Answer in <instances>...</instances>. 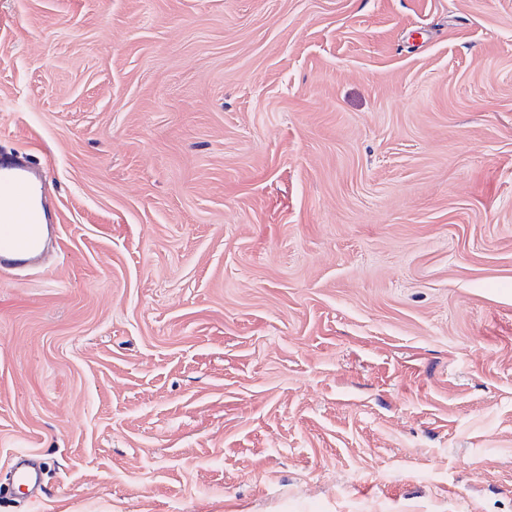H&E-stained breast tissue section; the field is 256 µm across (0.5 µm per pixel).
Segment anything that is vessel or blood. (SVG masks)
I'll return each mask as SVG.
<instances>
[{
    "mask_svg": "<svg viewBox=\"0 0 512 512\" xmlns=\"http://www.w3.org/2000/svg\"><path fill=\"white\" fill-rule=\"evenodd\" d=\"M46 178L39 168L0 149V270L35 265L47 245L42 227L52 218L45 204ZM13 488L40 487V469L26 454L10 468Z\"/></svg>",
    "mask_w": 512,
    "mask_h": 512,
    "instance_id": "b4317fda",
    "label": "vessel or blood"
}]
</instances>
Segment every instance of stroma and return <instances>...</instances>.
<instances>
[{
    "label": "stroma",
    "mask_w": 512,
    "mask_h": 512,
    "mask_svg": "<svg viewBox=\"0 0 512 512\" xmlns=\"http://www.w3.org/2000/svg\"><path fill=\"white\" fill-rule=\"evenodd\" d=\"M0 512H512V0H0ZM46 178L39 168L0 149V270L35 265L54 229L45 204ZM42 224L51 234L43 239ZM9 474L13 489L17 490L20 487L37 488L43 492L44 487L41 485L40 469L26 454L19 453L15 457Z\"/></svg>",
    "instance_id": "obj_1"
}]
</instances>
